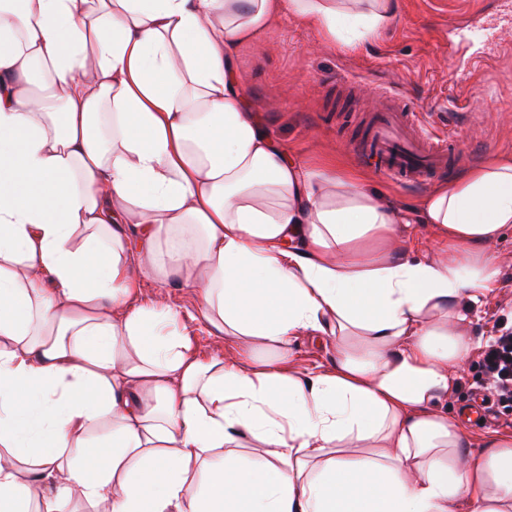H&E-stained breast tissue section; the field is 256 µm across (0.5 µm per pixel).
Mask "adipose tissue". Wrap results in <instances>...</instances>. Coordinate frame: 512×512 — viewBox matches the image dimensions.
Masks as SVG:
<instances>
[{
    "instance_id": "obj_1",
    "label": "adipose tissue",
    "mask_w": 512,
    "mask_h": 512,
    "mask_svg": "<svg viewBox=\"0 0 512 512\" xmlns=\"http://www.w3.org/2000/svg\"><path fill=\"white\" fill-rule=\"evenodd\" d=\"M286 14L370 38L396 0H0V512H512V434L471 455L441 407L512 155L421 198L449 258L416 252L362 172L310 173L247 107L236 48ZM304 334L330 365L292 368ZM140 288L141 301L156 302L161 298L164 304L179 315L181 326L194 337V343L200 355L204 357L235 355V347L224 340V337L212 336L205 329L197 311L199 297L195 288L176 283L162 286L150 277L142 278Z\"/></svg>"
}]
</instances>
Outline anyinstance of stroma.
<instances>
[{"mask_svg": "<svg viewBox=\"0 0 512 512\" xmlns=\"http://www.w3.org/2000/svg\"><path fill=\"white\" fill-rule=\"evenodd\" d=\"M398 5L396 18L378 38L353 46L327 42L315 28L281 17L262 37L238 48L236 64L258 122L292 157L313 171L333 158L361 169L368 186L397 199L411 222L425 188L394 183L380 172L377 159L360 156V124L341 116L377 106L390 91L418 112L426 129L451 139L458 171L492 154H512V0H398ZM478 50L492 58L489 68L473 69ZM462 75L465 106L448 110L445 103L461 89L456 81ZM341 77L355 82L357 97L337 89ZM494 256L499 270L494 295L471 329L483 341L495 335L498 323H512L511 234L496 244ZM140 299L163 300L176 312L200 355H234L232 344L205 329L196 289L145 277ZM477 360L470 354L445 401L453 413L483 391Z\"/></svg>", "mask_w": 512, "mask_h": 512, "instance_id": "1", "label": "stroma"}]
</instances>
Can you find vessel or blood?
<instances>
[{
    "instance_id": "1",
    "label": "vessel or blood",
    "mask_w": 512,
    "mask_h": 512,
    "mask_svg": "<svg viewBox=\"0 0 512 512\" xmlns=\"http://www.w3.org/2000/svg\"><path fill=\"white\" fill-rule=\"evenodd\" d=\"M417 117L398 95H390L383 108L365 120L358 147L383 161V174L389 179L425 184L435 176L454 169L450 142L418 134Z\"/></svg>"
}]
</instances>
